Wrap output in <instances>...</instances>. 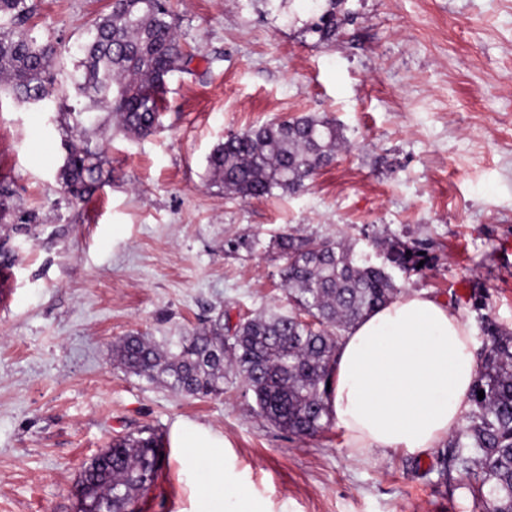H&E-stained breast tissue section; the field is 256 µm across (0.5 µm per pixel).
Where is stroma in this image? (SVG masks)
I'll use <instances>...</instances> for the list:
<instances>
[{"mask_svg":"<svg viewBox=\"0 0 512 512\" xmlns=\"http://www.w3.org/2000/svg\"><path fill=\"white\" fill-rule=\"evenodd\" d=\"M33 35L58 43L55 98L104 153L111 177L80 202L62 189L55 109L0 99V239L14 256L0 309V512H78V479L113 440L169 437L191 421L223 435L208 449L224 482L257 512H479L457 462L348 457L341 431L312 437L257 413L235 376L219 396L188 397L126 374L129 333L176 348L208 320L231 323L286 305L271 242L282 233L342 236L381 264L394 242L423 244L402 292L427 291L474 326L469 297L512 331V0H348L332 45L296 21L240 0H169L188 72L167 81L161 127L131 137L102 125L68 78L87 28L112 0H34ZM334 119L346 139L304 192L245 200L209 185L207 159L228 135L278 119ZM257 239L229 251L226 240ZM195 451L168 449L136 512H199L209 481Z\"/></svg>","mask_w":512,"mask_h":512,"instance_id":"stroma-1","label":"stroma"}]
</instances>
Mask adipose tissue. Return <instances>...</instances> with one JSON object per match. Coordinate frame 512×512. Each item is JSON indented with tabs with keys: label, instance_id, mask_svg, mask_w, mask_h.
I'll return each mask as SVG.
<instances>
[{
	"label": "adipose tissue",
	"instance_id": "obj_1",
	"mask_svg": "<svg viewBox=\"0 0 512 512\" xmlns=\"http://www.w3.org/2000/svg\"><path fill=\"white\" fill-rule=\"evenodd\" d=\"M477 372L473 329L456 310L424 291L398 296L337 348L328 408L342 448L426 454L461 428Z\"/></svg>",
	"mask_w": 512,
	"mask_h": 512
}]
</instances>
